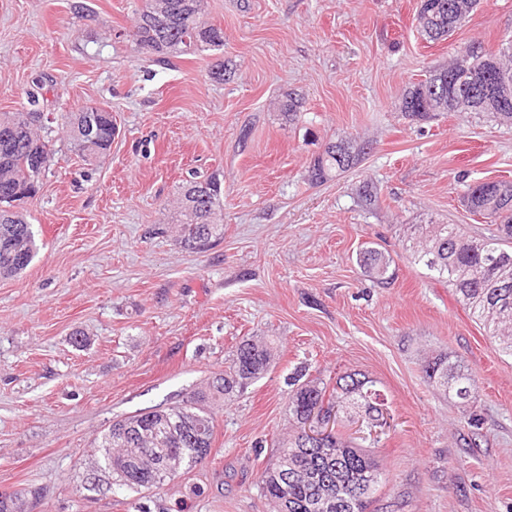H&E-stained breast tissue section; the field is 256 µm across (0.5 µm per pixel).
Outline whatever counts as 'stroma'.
<instances>
[{"mask_svg": "<svg viewBox=\"0 0 512 512\" xmlns=\"http://www.w3.org/2000/svg\"><path fill=\"white\" fill-rule=\"evenodd\" d=\"M418 3L207 0L223 47L166 67L126 36L141 0H0V112L37 92L53 152L24 205L36 256L0 279V490H41L32 512H273L257 477L291 431L289 395L359 373L390 422L378 438L341 416L378 463L374 512H512V357L407 246L414 224L485 234L459 199L468 184L512 181V125L399 109L458 50L511 41L512 0H480L435 42L417 32ZM287 92L302 100L291 120L278 110ZM95 104L117 132L90 165L61 125ZM340 140L370 151L310 183L311 161ZM213 173L224 237L190 252L172 204L186 180ZM368 247L390 253L387 283L362 273ZM246 336L264 337L273 362L211 403L207 459L139 495L96 473L112 421L205 389ZM440 353L474 376L468 402L424 377Z\"/></svg>", "mask_w": 512, "mask_h": 512, "instance_id": "obj_1", "label": "stroma"}]
</instances>
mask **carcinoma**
Masks as SVG:
<instances>
[{
	"label": "carcinoma",
	"mask_w": 512,
	"mask_h": 512,
	"mask_svg": "<svg viewBox=\"0 0 512 512\" xmlns=\"http://www.w3.org/2000/svg\"><path fill=\"white\" fill-rule=\"evenodd\" d=\"M137 17L161 13L165 22L143 26L136 42L142 53L154 63L168 65L183 54L224 46V30L205 19V0H143ZM478 0H420L417 30L420 35L438 40L450 37L469 18ZM470 55L465 48L448 67L414 84L406 91L400 109L407 116L427 119L436 112H490L512 123V45L508 51L485 50L478 56V68L498 70L501 91L480 92L474 96L449 90L460 69V60ZM101 134L85 143L68 137L71 151L85 162L99 160L112 149V113H99ZM7 123L8 138L0 135V278L22 273L33 261L36 245L31 225L14 202L41 184L44 173L30 165V144L44 139L43 123L28 122L22 112H0V124ZM366 147L334 144L314 158L308 177L322 183L333 174L357 164ZM512 181L476 182L467 188L462 206L473 215L491 218L494 228L487 236L466 238L458 224L420 226L418 245L412 247L414 261L455 288L472 316L488 332L500 350L512 356V287H501V275L512 282ZM223 190L220 180L210 177L193 180L184 187L175 212L179 240L183 248L202 251L224 235L221 224ZM359 265L367 276L381 282L386 279L390 256L370 247L360 253ZM272 353L267 345L252 337L241 341L232 353L224 374L215 378L209 394H201L164 410L142 412L115 420L102 435L95 449L96 469L115 476L117 488L142 493L159 488L163 482L154 474L152 453L170 456L184 465L199 462L201 448H212L214 424L208 409L210 398L244 391L262 378L270 368ZM425 377L443 393L451 392L459 400L469 397L475 380L461 362L451 363L447 356L436 355L424 361ZM366 382L350 379L339 386L337 411L359 409L367 421L379 414L375 402L361 396ZM326 389L317 378L307 381L288 397V420L293 434L278 443L273 462L258 476L261 493L273 502L277 512H321L320 503L331 502L329 512H350L336 508V502L351 499L354 488L369 484V493L359 502L357 512H368L380 483V473L372 453L352 444L337 432L334 436L305 442L302 425L325 400ZM26 501L17 494L0 492V512H25Z\"/></svg>",
	"instance_id": "obj_1"
}]
</instances>
